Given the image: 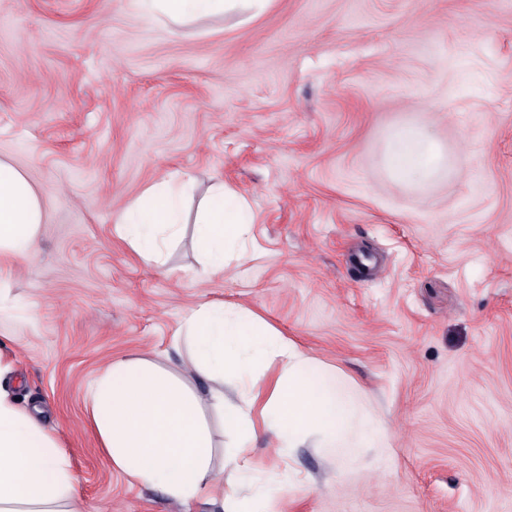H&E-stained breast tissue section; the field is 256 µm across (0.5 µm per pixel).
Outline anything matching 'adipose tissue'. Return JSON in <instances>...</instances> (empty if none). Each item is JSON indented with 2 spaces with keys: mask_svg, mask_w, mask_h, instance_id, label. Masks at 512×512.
I'll return each mask as SVG.
<instances>
[{
  "mask_svg": "<svg viewBox=\"0 0 512 512\" xmlns=\"http://www.w3.org/2000/svg\"><path fill=\"white\" fill-rule=\"evenodd\" d=\"M271 0H134L144 24L174 27L216 14L254 18ZM384 166L395 181L430 182L447 157L427 124L401 126L386 139ZM160 179L118 217L117 232L146 265L163 269L182 234L185 192ZM255 220L247 199L224 184L210 187L195 218L194 245L201 275L230 269L235 248ZM43 221L39 196L22 171L0 159V256L33 253ZM179 365L155 358H115L89 393V421L108 464L137 483L158 487L189 507L229 501L230 512H266L291 475L264 472L250 456L267 436L269 454L291 456L309 437L336 474L353 470L357 448H381L389 430L360 410L347 381L320 366L257 315L221 302L190 309L173 332ZM279 361L268 376L264 361ZM236 384L237 399L224 394ZM218 415L229 442L215 454L210 415ZM248 494L227 497L226 477ZM0 512H83L70 458L59 441L0 384Z\"/></svg>",
  "mask_w": 512,
  "mask_h": 512,
  "instance_id": "adipose-tissue-1",
  "label": "adipose tissue"
}]
</instances>
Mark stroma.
I'll use <instances>...</instances> for the list:
<instances>
[{
	"instance_id": "stroma-1",
	"label": "stroma",
	"mask_w": 512,
	"mask_h": 512,
	"mask_svg": "<svg viewBox=\"0 0 512 512\" xmlns=\"http://www.w3.org/2000/svg\"><path fill=\"white\" fill-rule=\"evenodd\" d=\"M425 118L451 165L396 182L386 138ZM0 158L44 211L35 251L0 257L8 383L84 512H188L109 466L86 395L208 301L339 369L391 433L345 478L258 439L292 473L274 512H512V0H273L174 34L130 0H0ZM186 171L188 211L218 181L254 210L235 275L195 277L193 224L163 272L116 232Z\"/></svg>"
}]
</instances>
